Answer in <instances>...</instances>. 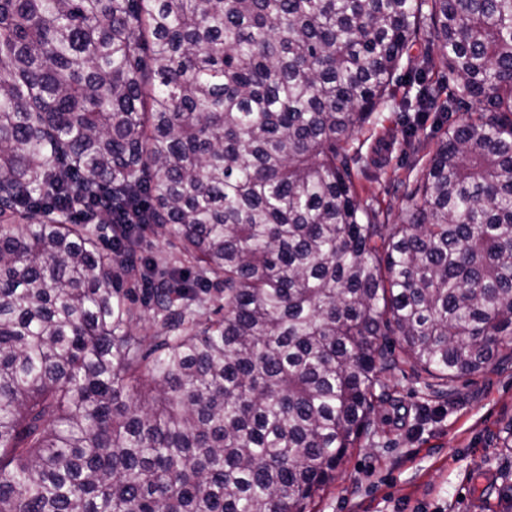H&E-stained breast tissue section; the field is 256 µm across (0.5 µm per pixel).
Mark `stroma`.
<instances>
[{
    "instance_id": "1",
    "label": "stroma",
    "mask_w": 512,
    "mask_h": 512,
    "mask_svg": "<svg viewBox=\"0 0 512 512\" xmlns=\"http://www.w3.org/2000/svg\"><path fill=\"white\" fill-rule=\"evenodd\" d=\"M393 94L352 145L374 155L386 171L355 180L378 201L379 221L394 224L403 196L422 176L417 160L443 133V115L425 114L420 138L403 141ZM387 401L312 512H512V362H492L456 384L452 397L431 396L408 366L384 373Z\"/></svg>"
}]
</instances>
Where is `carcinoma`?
<instances>
[{"label":"carcinoma","mask_w":512,"mask_h":512,"mask_svg":"<svg viewBox=\"0 0 512 512\" xmlns=\"http://www.w3.org/2000/svg\"><path fill=\"white\" fill-rule=\"evenodd\" d=\"M406 65L407 141L480 108L381 224L350 138ZM494 360L512 0H0V512H307L380 373ZM412 53L414 55H428L431 59V65H429L428 76L433 80H437L441 75L443 68L440 63V54L437 41L434 39L433 34L430 33L429 29L423 30L419 36V39L414 46Z\"/></svg>","instance_id":"cac0c4a2"}]
</instances>
